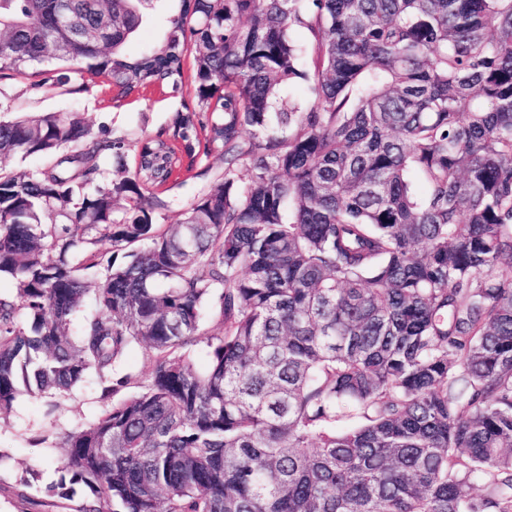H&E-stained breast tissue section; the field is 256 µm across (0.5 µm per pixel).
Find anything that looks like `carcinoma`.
Returning <instances> with one entry per match:
<instances>
[{
	"label": "carcinoma",
	"instance_id": "obj_1",
	"mask_svg": "<svg viewBox=\"0 0 512 512\" xmlns=\"http://www.w3.org/2000/svg\"><path fill=\"white\" fill-rule=\"evenodd\" d=\"M153 2L0 0V78L50 60L122 98L176 90L195 62L196 107L118 181L99 159L125 171L129 145L89 140L81 113L0 120V156L50 159L0 169V413L92 375L104 401L55 437L46 496L512 512V0H176L129 57ZM58 3L87 40L108 16L109 43L42 53ZM214 151L224 177L155 223L172 162ZM137 344L145 380L122 370Z\"/></svg>",
	"mask_w": 512,
	"mask_h": 512
}]
</instances>
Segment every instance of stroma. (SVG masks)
Segmentation results:
<instances>
[{
  "label": "stroma",
  "instance_id": "1",
  "mask_svg": "<svg viewBox=\"0 0 512 512\" xmlns=\"http://www.w3.org/2000/svg\"><path fill=\"white\" fill-rule=\"evenodd\" d=\"M193 69L192 56H185L179 90L152 86L123 100L103 77L85 72L70 74L62 85L51 81L39 85L31 78H0V116L81 112L93 131L105 128L114 138L155 135L172 125L176 113L195 106ZM223 172L224 158L216 152L201 157L195 170L177 172L172 183L158 189L169 206L157 216V223H177L185 207ZM99 406V390L92 377L64 396L16 397L11 411L0 417V512H63L62 508L41 504L45 488L58 480L64 463L59 455L47 454L39 439L88 423ZM29 469L37 470L38 476L32 491L35 504L25 507L9 487Z\"/></svg>",
  "mask_w": 512,
  "mask_h": 512
}]
</instances>
